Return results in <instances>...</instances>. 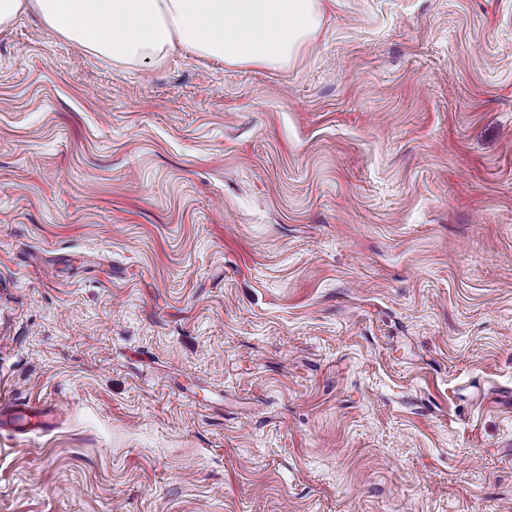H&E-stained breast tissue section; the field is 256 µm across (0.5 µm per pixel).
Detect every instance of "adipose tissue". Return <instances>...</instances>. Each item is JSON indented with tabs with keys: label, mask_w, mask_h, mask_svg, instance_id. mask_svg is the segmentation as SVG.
Listing matches in <instances>:
<instances>
[{
	"label": "adipose tissue",
	"mask_w": 512,
	"mask_h": 512,
	"mask_svg": "<svg viewBox=\"0 0 512 512\" xmlns=\"http://www.w3.org/2000/svg\"><path fill=\"white\" fill-rule=\"evenodd\" d=\"M25 14L126 65L181 48L232 65L284 68L322 24L321 0H0V29Z\"/></svg>",
	"instance_id": "obj_1"
}]
</instances>
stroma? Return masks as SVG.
Listing matches in <instances>:
<instances>
[{
	"mask_svg": "<svg viewBox=\"0 0 512 512\" xmlns=\"http://www.w3.org/2000/svg\"><path fill=\"white\" fill-rule=\"evenodd\" d=\"M0 512H512V0H324L285 69L0 30ZM0 407V426L7 421L13 427L22 430H32L45 427L53 421L55 414L58 415L57 411L53 413L52 411L37 407H25L14 410L15 405L13 403H9L11 413L7 418L4 413L5 405L3 406V401H1Z\"/></svg>",
	"mask_w": 512,
	"mask_h": 512,
	"instance_id": "obj_1",
	"label": "stroma"
}]
</instances>
